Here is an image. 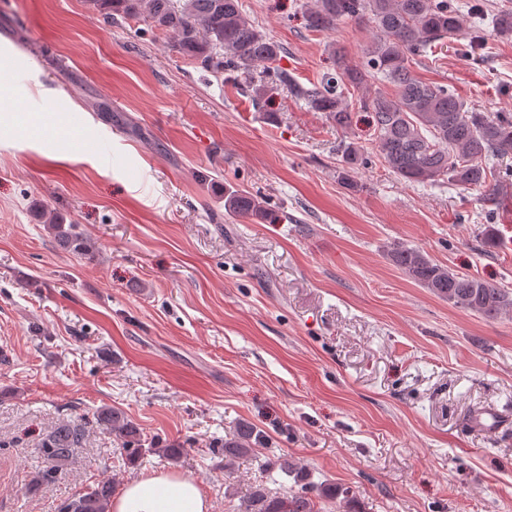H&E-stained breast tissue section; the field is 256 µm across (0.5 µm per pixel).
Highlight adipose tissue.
<instances>
[{"label": "adipose tissue", "mask_w": 512, "mask_h": 512, "mask_svg": "<svg viewBox=\"0 0 512 512\" xmlns=\"http://www.w3.org/2000/svg\"><path fill=\"white\" fill-rule=\"evenodd\" d=\"M209 499L189 476L156 474L128 482L112 512H211Z\"/></svg>", "instance_id": "1"}]
</instances>
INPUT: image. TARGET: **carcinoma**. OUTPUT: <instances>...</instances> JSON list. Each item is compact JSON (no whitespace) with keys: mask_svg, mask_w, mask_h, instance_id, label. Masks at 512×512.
Returning a JSON list of instances; mask_svg holds the SVG:
<instances>
[{"mask_svg":"<svg viewBox=\"0 0 512 512\" xmlns=\"http://www.w3.org/2000/svg\"><path fill=\"white\" fill-rule=\"evenodd\" d=\"M113 20L143 21L166 32L179 54L204 70L222 76L236 74L242 91L261 106L264 97L280 85L317 112H323L345 131L351 129L350 109L371 114L374 140L385 166L409 183L448 181L479 189L488 199L498 195L495 160L512 154V113L476 108L445 86L426 83L411 71L412 57L450 38L464 27L459 10L449 0H312L307 8L309 28L328 30L338 22L368 19L377 35L365 49L361 63L340 57L339 73L306 87L287 72L274 67L282 48L268 38L239 10L238 0H92ZM491 24L503 37L512 35V10L492 13ZM379 78L396 88L386 95L371 90L370 79ZM366 158L350 142L343 148L339 178L354 187L353 173ZM226 213L247 219L267 220L268 202L262 196L232 186L224 187ZM60 248L93 260L96 242L77 224H65L55 214L42 213ZM386 258L416 285L453 306L487 319L512 312V292L497 284L459 275L434 262L424 251L392 243ZM95 423L112 430L126 460L134 465L143 454L139 428L118 408L103 406ZM86 436L82 423L59 424L39 442L41 465L32 486L55 483L62 465ZM266 444L264 433L250 424L240 425L221 442L224 469L232 470ZM278 467L291 478L286 491L265 484L250 487L242 512H319L317 503L351 501L350 490L310 480L305 467L284 458ZM116 491L110 479L98 481L87 491L65 498L57 512H110Z\"/></svg>","mask_w":512,"mask_h":512,"instance_id":"cac0c4a2","label":"carcinoma"}]
</instances>
